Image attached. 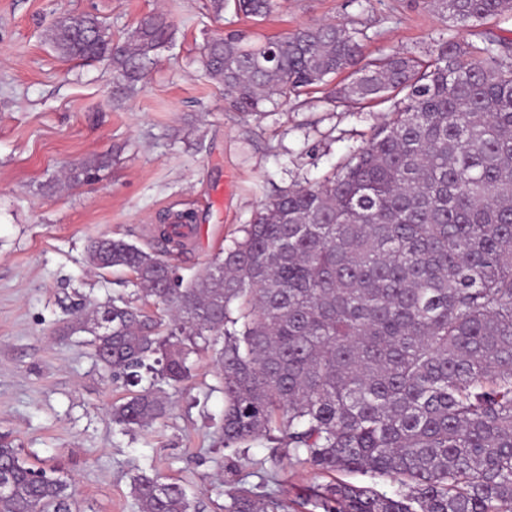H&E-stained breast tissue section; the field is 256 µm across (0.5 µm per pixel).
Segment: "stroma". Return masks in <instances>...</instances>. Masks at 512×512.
<instances>
[{"label":"stroma","mask_w":512,"mask_h":512,"mask_svg":"<svg viewBox=\"0 0 512 512\" xmlns=\"http://www.w3.org/2000/svg\"><path fill=\"white\" fill-rule=\"evenodd\" d=\"M206 4L0 0V436L30 463L64 468L75 512H140L131 482L143 470L184 485L200 512H219L229 479L294 500L292 512H319L297 499L322 477L287 448L262 439L239 463L219 442L224 392L211 354L194 358L188 380L157 382L170 403L165 418L124 433L110 414L124 382L97 360L90 334L66 330L112 298L136 297L128 273L91 267L89 238L162 252L159 214L193 212L192 242L171 258L193 278L241 237L268 196L322 180L391 110L330 104L318 91L240 114L200 66L205 39L230 28L264 39L350 21L366 30L375 56L434 53L443 32L472 38L425 0H281L260 20L218 18ZM154 10L167 13L175 39L131 93L118 92L108 62L67 60L50 41L65 13L97 15L118 39ZM106 152L115 159L98 179L46 191L72 164Z\"/></svg>","instance_id":"obj_1"}]
</instances>
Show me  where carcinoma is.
Masks as SVG:
<instances>
[{
  "mask_svg": "<svg viewBox=\"0 0 512 512\" xmlns=\"http://www.w3.org/2000/svg\"><path fill=\"white\" fill-rule=\"evenodd\" d=\"M217 16L265 18L277 0H210ZM472 28L512 0H429ZM168 15H143L124 41L92 14L66 15L52 43L69 60L107 58L132 91L172 41ZM368 35L308 25L262 43L242 30L206 40L202 66L230 107L329 84L333 103L395 101L391 117L340 171L280 189L244 236L195 278L121 238L90 241L89 263L121 268L153 318L122 298L70 326L132 387L112 405L123 432L163 418L155 381L175 384L204 350L224 384V447L246 455L265 438L321 474L371 473L390 496L334 479L310 487L323 512H512V41L440 37L429 60L365 54ZM107 154L68 169L70 184L109 167ZM184 213L160 225L173 243ZM150 379L148 386L142 381ZM11 490L0 512H71L64 469L36 467L0 437ZM141 512H197L181 484L145 471L131 483ZM223 512H289L275 492L233 483Z\"/></svg>",
  "mask_w": 512,
  "mask_h": 512,
  "instance_id": "obj_1",
  "label": "carcinoma"
}]
</instances>
